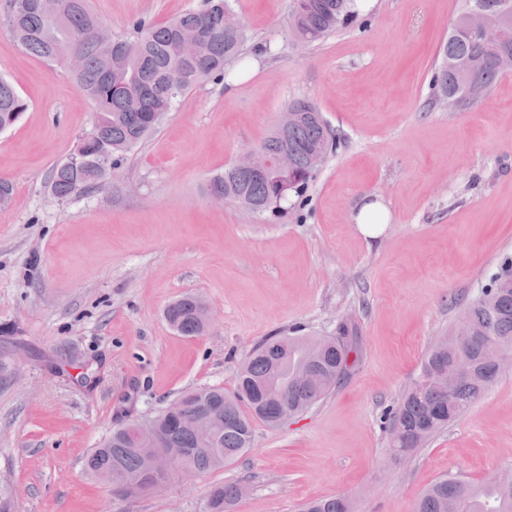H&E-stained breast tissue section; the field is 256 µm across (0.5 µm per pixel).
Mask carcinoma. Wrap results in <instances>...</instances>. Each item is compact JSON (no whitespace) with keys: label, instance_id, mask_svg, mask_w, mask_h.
I'll return each instance as SVG.
<instances>
[{"label":"carcinoma","instance_id":"carcinoma-1","mask_svg":"<svg viewBox=\"0 0 512 512\" xmlns=\"http://www.w3.org/2000/svg\"><path fill=\"white\" fill-rule=\"evenodd\" d=\"M355 16L353 0H293L288 29L296 43L314 45L335 33ZM462 17L453 22L448 40L439 51L440 63L431 79L430 99L454 95L460 109L474 107L499 77L498 56L512 54V28L488 51L460 30ZM6 23L21 47L49 62L77 52L81 67L69 74L83 87L92 104L94 137H82L68 157L53 167L51 193L60 201L86 193L106 183L105 169L120 168L124 156L156 130L177 100L212 76H222L239 59L250 39L244 23L231 12L227 0H203L198 9L155 24L140 19L133 23V36L114 35L98 40L92 30L101 23L89 0H57L54 13L42 9L40 0H8ZM27 102L11 81L0 77V131L13 126L27 110ZM288 109L300 114L284 136L273 128L261 143L269 154L288 151V166L272 167L262 176L233 175L229 169L215 174L208 193H221L243 210L270 206L282 209L281 185H292L296 195L313 178L309 156L320 146L336 141L316 106L305 99ZM480 291L449 326L439 341L427 350L421 376L404 394L392 412L390 454L404 457L463 416L499 376V362L512 356V263ZM165 318L183 336H199L206 326L199 318L196 297L171 302ZM359 337L268 336L242 362L237 389L232 394L212 386L198 390L188 400L182 417L165 411L137 423L131 430L117 427L84 458L86 473L100 480L134 484L133 492L145 494L155 477L151 462L134 446L133 435L151 433L166 448L182 454L166 460L165 477L184 469L197 474L220 469L245 454L252 445L253 425L275 424L274 407L288 406L301 413L334 390L359 361ZM462 363L467 372L448 393L422 391L425 380L442 365ZM311 365L316 382L295 384L291 373ZM207 419L214 441L198 444L189 420ZM242 495L239 483L214 486L206 512H230ZM303 512H354L343 497L315 499ZM415 512H512V485L489 479L474 482L445 475L419 497Z\"/></svg>","mask_w":512,"mask_h":512}]
</instances>
